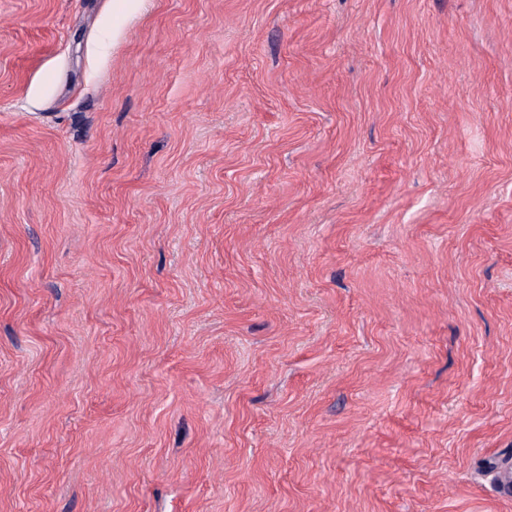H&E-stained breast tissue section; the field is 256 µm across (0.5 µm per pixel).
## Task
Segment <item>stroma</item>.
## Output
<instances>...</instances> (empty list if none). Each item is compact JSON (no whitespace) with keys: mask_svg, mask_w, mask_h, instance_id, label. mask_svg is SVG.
<instances>
[{"mask_svg":"<svg viewBox=\"0 0 512 512\" xmlns=\"http://www.w3.org/2000/svg\"><path fill=\"white\" fill-rule=\"evenodd\" d=\"M512 0H0V512H512Z\"/></svg>","mask_w":512,"mask_h":512,"instance_id":"35a3bbf8","label":"stroma"}]
</instances>
